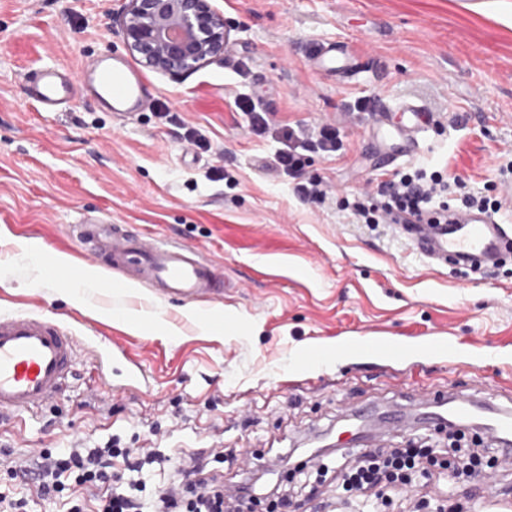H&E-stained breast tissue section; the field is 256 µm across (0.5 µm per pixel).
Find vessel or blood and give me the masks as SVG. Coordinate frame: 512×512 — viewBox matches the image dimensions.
<instances>
[{
  "label": "vessel or blood",
  "mask_w": 512,
  "mask_h": 512,
  "mask_svg": "<svg viewBox=\"0 0 512 512\" xmlns=\"http://www.w3.org/2000/svg\"><path fill=\"white\" fill-rule=\"evenodd\" d=\"M319 64L327 71L355 70L348 56L333 46L320 54ZM28 94L46 112L82 97L117 115L138 111L151 97L137 69L119 59L94 60L76 76L58 65H43L31 78ZM394 110L406 114L405 123H392ZM427 123L424 109L415 103L382 105L376 135L415 152ZM75 231L91 264L111 266L162 296L183 302L224 296L222 269L190 245L143 239L125 225L109 222L79 224ZM393 231L430 261L450 262L459 270L495 269L512 250V232L471 213L459 214L451 224H397ZM80 350L79 340L46 313L0 314V415H36L54 407L68 388ZM476 414L470 396L442 394L435 399L434 411L422 414L419 421L463 424Z\"/></svg>",
  "instance_id": "obj_1"
}]
</instances>
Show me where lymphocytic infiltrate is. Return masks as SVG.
I'll list each match as a JSON object with an SVG mask.
<instances>
[{"instance_id": "1", "label": "lymphocytic infiltrate", "mask_w": 512, "mask_h": 512, "mask_svg": "<svg viewBox=\"0 0 512 512\" xmlns=\"http://www.w3.org/2000/svg\"><path fill=\"white\" fill-rule=\"evenodd\" d=\"M452 189L460 197L466 212H498V201L475 196L467 182L454 177L444 183L440 173L429 180L408 175L381 185L378 189L385 201L382 217L396 219L409 214L430 224H445L453 217L448 205L427 212L423 206L444 189ZM431 450L411 440L401 448H377L364 453L357 464L345 468L336 490L340 501L357 503L363 512H392L394 494H408L412 484L424 472L423 461ZM123 470H116V462ZM163 458L152 448H130L120 438L110 437L94 448L73 444L57 451L44 450L33 462L31 473L44 497L55 498L69 493V512H243L245 501L224 494L217 479L201 477L203 461L191 455L179 464V480L167 488L146 494L147 471Z\"/></svg>"}]
</instances>
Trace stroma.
<instances>
[{
    "instance_id": "obj_1",
    "label": "stroma",
    "mask_w": 512,
    "mask_h": 512,
    "mask_svg": "<svg viewBox=\"0 0 512 512\" xmlns=\"http://www.w3.org/2000/svg\"><path fill=\"white\" fill-rule=\"evenodd\" d=\"M477 2L211 0L229 53L177 78L143 69L155 96L122 121L81 99L41 111L26 77L48 63L76 72L101 56L129 60L118 23L126 0H0V314L45 311L82 345L55 409L0 420V452L117 435L170 457L151 470L152 487L191 453L228 486L256 457L282 481L280 459L310 458L320 438L337 437L352 402L405 404L428 388L479 385L512 394V261L481 274L428 262L350 206L376 202L394 176L436 170L501 201L494 219L512 228V16L478 13ZM332 44L356 54V75L317 65ZM245 99L265 132L239 108ZM401 101L432 115L415 154L372 137L375 108ZM325 125L337 131L335 152H302L293 174L276 168L288 130L312 136ZM309 181L324 196H299ZM99 219L195 247L223 268V299L159 297L102 265L115 292L71 301L75 277L44 280L22 246L86 274L73 227ZM145 310L167 329L119 318ZM369 339L409 352L389 361L362 349ZM114 343L142 358L141 385L126 387L119 363L114 389L102 386L91 349ZM311 348L328 359L299 364ZM509 488L504 458L465 486L435 471L427 491L502 512Z\"/></svg>"
}]
</instances>
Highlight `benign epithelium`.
Returning <instances> with one entry per match:
<instances>
[{
    "mask_svg": "<svg viewBox=\"0 0 512 512\" xmlns=\"http://www.w3.org/2000/svg\"><path fill=\"white\" fill-rule=\"evenodd\" d=\"M119 21L133 58L173 77L199 70L229 47L224 15L210 0H127Z\"/></svg>",
    "mask_w": 512,
    "mask_h": 512,
    "instance_id": "benign-epithelium-1",
    "label": "benign epithelium"
}]
</instances>
